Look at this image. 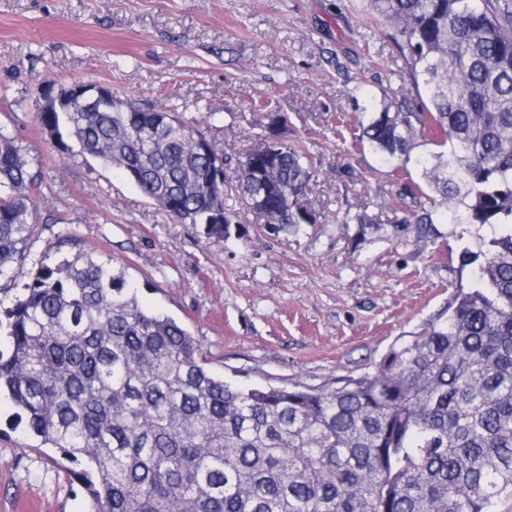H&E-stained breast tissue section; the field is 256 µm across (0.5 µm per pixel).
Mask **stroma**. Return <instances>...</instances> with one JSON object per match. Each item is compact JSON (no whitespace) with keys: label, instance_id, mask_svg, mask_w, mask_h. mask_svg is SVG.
Wrapping results in <instances>:
<instances>
[{"label":"stroma","instance_id":"1","mask_svg":"<svg viewBox=\"0 0 512 512\" xmlns=\"http://www.w3.org/2000/svg\"><path fill=\"white\" fill-rule=\"evenodd\" d=\"M92 81L155 101L217 141L224 210L239 226L208 237L161 211L117 170L63 151L38 112L48 83ZM417 92L370 0H0V133L27 148L44 178L31 190L26 259L0 279L12 307L40 265L80 252L125 272L148 309L202 345L208 367L244 385L331 391L374 373L391 346L436 322L458 286H474L495 225L437 226L425 238L394 170L421 180L417 139L395 160L336 134ZM305 148L317 221L277 236L244 209L234 170L269 122ZM0 400V512H98L69 462Z\"/></svg>","mask_w":512,"mask_h":512}]
</instances>
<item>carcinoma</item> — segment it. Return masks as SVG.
Returning <instances> with one entry per match:
<instances>
[{
    "label": "carcinoma",
    "mask_w": 512,
    "mask_h": 512,
    "mask_svg": "<svg viewBox=\"0 0 512 512\" xmlns=\"http://www.w3.org/2000/svg\"><path fill=\"white\" fill-rule=\"evenodd\" d=\"M392 25L414 108L385 107L359 139L406 156L428 135L446 152L424 182L397 174L424 233L496 224L478 284L448 316L394 346L372 374L322 391L243 387L214 376L200 343L146 310L108 264L80 252L43 267L6 311L10 353L0 394L28 430L80 466L98 512H512V0H373ZM58 138L122 172L184 224H205L216 145L163 103L74 98L39 113ZM260 176L237 170L249 211L284 236L316 216L302 147L280 141ZM42 179L27 149L0 133V276L26 258L29 191Z\"/></svg>",
    "instance_id": "obj_1"
}]
</instances>
